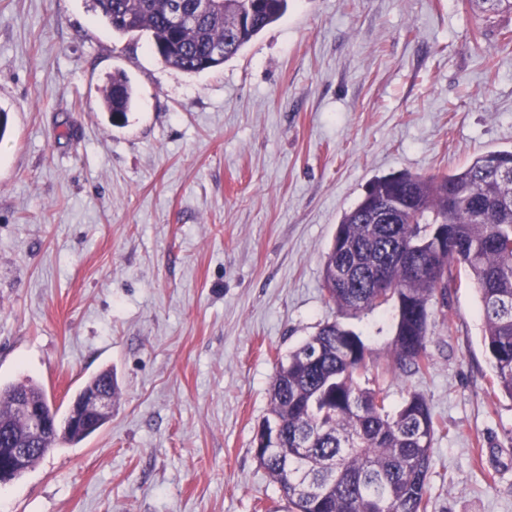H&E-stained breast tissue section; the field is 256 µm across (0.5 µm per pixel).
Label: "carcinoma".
Listing matches in <instances>:
<instances>
[{
    "instance_id": "carcinoma-1",
    "label": "carcinoma",
    "mask_w": 512,
    "mask_h": 512,
    "mask_svg": "<svg viewBox=\"0 0 512 512\" xmlns=\"http://www.w3.org/2000/svg\"><path fill=\"white\" fill-rule=\"evenodd\" d=\"M489 19L512 13V0H469ZM93 0L98 18L120 35L148 33L161 61L186 74L217 68L279 20L288 0ZM135 91L112 74L102 106L123 124ZM512 150H490L448 175L399 172L375 179L372 201L346 212L322 269V288L343 316L382 305L397 312L385 373L422 374L429 367L430 304L467 278L479 295L483 347L493 386L512 400ZM455 203L448 205V197ZM402 207L383 214L377 202ZM448 227L455 250L436 246V225ZM371 354L362 337L335 320L291 351L273 378L268 416L254 455L286 501V512H428L427 477L436 425L423 394L411 391L396 408L382 389L366 387ZM24 395L53 422L43 389L27 379L0 387V423L24 432L14 413ZM87 434L70 429L41 440L46 454Z\"/></svg>"
}]
</instances>
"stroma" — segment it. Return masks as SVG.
<instances>
[{
	"mask_svg": "<svg viewBox=\"0 0 512 512\" xmlns=\"http://www.w3.org/2000/svg\"><path fill=\"white\" fill-rule=\"evenodd\" d=\"M91 0H0V385L66 411L113 369L95 434L0 483V512H282L254 456L273 376L338 319L322 267L375 179L512 147V14L468 0H288L223 66H166ZM128 76L113 124L101 96ZM423 393L439 426L429 512H512V400L479 297L433 302ZM378 361L384 305L343 319ZM468 2L474 13L486 19L503 13H512V0H469ZM135 103V91L122 71L112 74V81L105 87L102 95V106L112 117L113 124H123L127 120Z\"/></svg>",
	"mask_w": 512,
	"mask_h": 512,
	"instance_id": "1",
	"label": "stroma"
}]
</instances>
